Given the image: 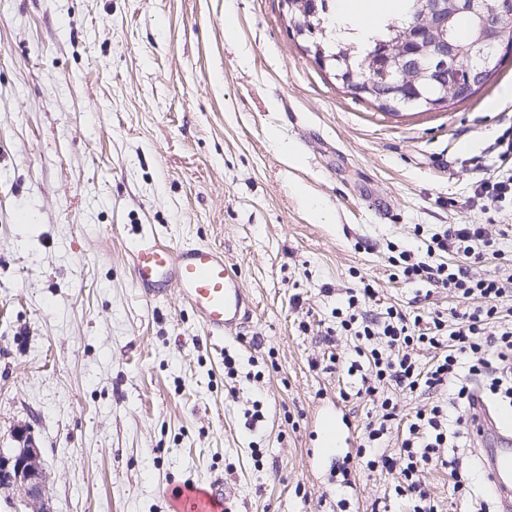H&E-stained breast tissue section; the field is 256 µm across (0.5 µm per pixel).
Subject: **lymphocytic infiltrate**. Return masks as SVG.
I'll return each mask as SVG.
<instances>
[{
	"label": "lymphocytic infiltrate",
	"instance_id": "f902f5d3",
	"mask_svg": "<svg viewBox=\"0 0 512 512\" xmlns=\"http://www.w3.org/2000/svg\"><path fill=\"white\" fill-rule=\"evenodd\" d=\"M511 233L495 224H451L433 234L423 252L402 251L405 280L444 288L468 300V307L452 319L413 315L393 305L372 315L369 306L377 292L365 280L348 289L345 303L335 310V335L323 338L329 347L339 335L363 341L347 375L360 377L361 394L371 397L389 389L381 401V418L365 426V442L355 460L365 471L391 474L396 495L411 502V512H435L424 481L428 467H449L456 488L464 486L445 451L454 445L455 427H467L468 421L462 413L449 420L448 407L436 400V392L450 389L457 399L467 401L470 378L486 376L491 393L512 396V307L507 304L512 274L481 277L469 266L470 261L498 255L501 238ZM448 252L460 255V263L442 262ZM424 349L432 353L426 366L418 358ZM397 390L426 395L428 401L407 415L401 444L389 455L380 443L398 417L391 397Z\"/></svg>",
	"mask_w": 512,
	"mask_h": 512
}]
</instances>
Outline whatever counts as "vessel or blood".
I'll return each mask as SVG.
<instances>
[{
  "label": "vessel or blood",
  "instance_id": "1",
  "mask_svg": "<svg viewBox=\"0 0 512 512\" xmlns=\"http://www.w3.org/2000/svg\"><path fill=\"white\" fill-rule=\"evenodd\" d=\"M133 285L150 300L176 287L208 337L234 335L251 315L241 279L222 249L199 243H176L154 233L142 235L129 254ZM480 445V462L499 512H512V420L498 416L481 395H473L468 413ZM323 443L314 455L315 467L342 468L354 431L338 403L321 405L314 416ZM230 484L215 478L184 490L174 512H235Z\"/></svg>",
  "mask_w": 512,
  "mask_h": 512
}]
</instances>
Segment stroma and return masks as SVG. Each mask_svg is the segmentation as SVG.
<instances>
[{"mask_svg":"<svg viewBox=\"0 0 512 512\" xmlns=\"http://www.w3.org/2000/svg\"><path fill=\"white\" fill-rule=\"evenodd\" d=\"M510 126L512 58L468 100L391 115L298 51L278 0H0V448L31 429L51 512H173L175 486L215 477L238 512H332L315 409L345 391L356 431L376 414L340 369L356 339L311 366L338 292L464 309L389 257L512 225V205L472 200ZM147 230L223 249L254 309L240 335L206 337L177 288H134ZM455 455L487 493L477 447ZM425 476L437 512H471L448 469ZM391 481L355 471L348 512H406Z\"/></svg>","mask_w":512,"mask_h":512,"instance_id":"35a3bbf8","label":"stroma"}]
</instances>
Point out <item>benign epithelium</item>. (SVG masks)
I'll use <instances>...</instances> for the list:
<instances>
[{
    "instance_id": "1",
    "label": "benign epithelium",
    "mask_w": 512,
    "mask_h": 512,
    "mask_svg": "<svg viewBox=\"0 0 512 512\" xmlns=\"http://www.w3.org/2000/svg\"><path fill=\"white\" fill-rule=\"evenodd\" d=\"M459 18L476 26V38L468 46L467 56L472 63L457 77L455 64L461 46L452 35V27ZM510 25L512 0H427L422 25L388 61L393 79L387 91L378 93L352 81L345 83V89L357 97H370L384 110L397 112L402 102L416 100L399 76L416 72L429 83L445 76L453 84L448 100L431 102L430 108L468 99L512 56V40L505 35ZM12 441L14 446L0 448V490L15 493L27 512H50L46 499L48 472L34 437L28 429L18 427Z\"/></svg>"
}]
</instances>
